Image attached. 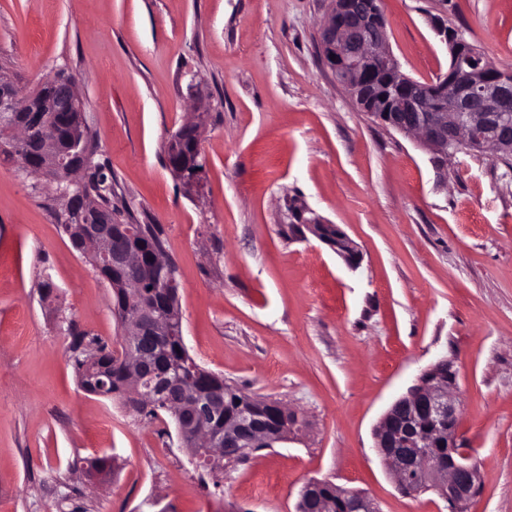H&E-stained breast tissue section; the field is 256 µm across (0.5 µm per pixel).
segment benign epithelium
Wrapping results in <instances>:
<instances>
[{"label":"benign epithelium","instance_id":"obj_1","mask_svg":"<svg viewBox=\"0 0 512 512\" xmlns=\"http://www.w3.org/2000/svg\"><path fill=\"white\" fill-rule=\"evenodd\" d=\"M332 8L319 40L324 63L337 82L352 95L362 81L359 60L368 57L392 70L406 89L404 97L379 105L372 116L385 126L413 136L433 154L448 157V145L464 151L491 150L498 155L512 152V71L491 69L478 48L461 35L436 27V34L450 55L448 72L427 87L404 74L391 55L385 30L387 20L372 10L366 0H331ZM82 102L75 79L57 72L38 82L25 93L0 78V155L19 160L31 172L45 175L56 185L65 201L64 212L71 222V233L83 245L84 255L100 277L129 297L143 288L140 269L149 266L157 296L123 311L124 336L119 352L124 367V389L129 397L149 407H161L173 416L175 430L189 451L191 460L205 452L207 463L215 468L260 444L268 448L292 437L290 413L279 407L282 425L277 435L269 421L250 408L242 409L232 423L214 427L224 409L223 388L214 383L201 391L185 376V363L156 371L162 341L173 335L181 315L172 302L177 282L169 258L155 252L144 263L140 251L118 244V234L128 238L138 234L137 226L127 225L116 232L110 218L98 207L83 186L77 160L87 151L75 137L63 153L56 147L55 127L48 113L63 116L81 112ZM207 109H198L194 119L171 135L168 166L191 194L203 189V160L185 163L180 155L185 145L199 146L200 130ZM41 144L35 163L26 161L28 145ZM308 232L330 246L347 264H360L358 246L341 228L336 234L324 231L327 224L317 218L304 224ZM454 362L441 359L419 376L407 395L399 398L384 414L375 429L377 452L391 470L399 488L416 495L429 490L448 502L450 512H467L468 504L481 488V475L471 457L458 443L459 406ZM436 448L448 449V463L432 460ZM320 481L311 480L301 489L303 512H335L334 502L319 495ZM336 496L348 505V512H378L373 500L358 490L336 488Z\"/></svg>","mask_w":512,"mask_h":512}]
</instances>
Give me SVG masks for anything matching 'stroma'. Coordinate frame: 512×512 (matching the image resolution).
Here are the masks:
<instances>
[{
  "instance_id": "35a3bbf8",
  "label": "stroma",
  "mask_w": 512,
  "mask_h": 512,
  "mask_svg": "<svg viewBox=\"0 0 512 512\" xmlns=\"http://www.w3.org/2000/svg\"><path fill=\"white\" fill-rule=\"evenodd\" d=\"M388 46L431 82L433 21L512 70V0H383ZM330 0H0V76L72 74L118 200L163 231L190 355L303 415L297 436L202 473L167 414L83 391L70 328L118 348L112 290L55 220V186L0 161V512H296L312 479L380 512H449L402 493L375 449L391 404L443 358L458 439L482 478L468 512H512V168L434 161L356 104L322 62ZM197 83L203 192L166 163ZM359 247L351 268L288 227L287 200ZM107 459L113 471L88 469ZM324 484L321 488L322 493L339 497L343 499L348 507L347 512H378V508L373 500L364 492L358 490H348L336 487L329 481H322Z\"/></svg>"
}]
</instances>
